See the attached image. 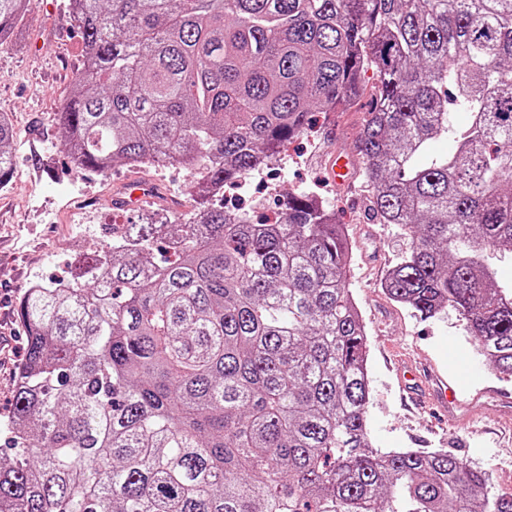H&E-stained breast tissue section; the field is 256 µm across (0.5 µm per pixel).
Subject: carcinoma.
Instances as JSON below:
<instances>
[{"label": "carcinoma", "instance_id": "cac0c4a2", "mask_svg": "<svg viewBox=\"0 0 512 512\" xmlns=\"http://www.w3.org/2000/svg\"><path fill=\"white\" fill-rule=\"evenodd\" d=\"M29 0H0V41ZM81 75L55 124L76 168L177 165L201 199L376 94L354 150L381 224L412 239L382 284L449 309L512 373V0H67ZM469 116L460 127L454 114ZM438 141L429 163L417 159ZM14 133L0 113V184ZM118 229L27 288L0 512H512L446 451L367 428L366 331L344 226L310 192L279 224L218 202Z\"/></svg>", "mask_w": 512, "mask_h": 512}]
</instances>
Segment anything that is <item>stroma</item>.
<instances>
[{
	"label": "stroma",
	"mask_w": 512,
	"mask_h": 512,
	"mask_svg": "<svg viewBox=\"0 0 512 512\" xmlns=\"http://www.w3.org/2000/svg\"><path fill=\"white\" fill-rule=\"evenodd\" d=\"M83 48L66 0H32L13 50L0 53V112L10 116L16 133L12 175L0 190V413L11 401L25 345L16 314L25 288L69 278L77 254L110 243L113 227L166 224L199 208L193 179L179 168L74 170L54 115L79 75ZM374 94L369 73L358 102L318 115L316 141L301 137L288 144L283 165L254 172L244 198L268 215L290 192L319 189L351 241L349 281L366 326L372 389L366 418L376 447L448 451L470 467L496 473L491 489L497 492L512 481V402L477 392L488 385L512 390V376L485 365L454 313L423 320L386 297L381 279L408 251L409 236L377 222L364 182L350 193L329 184L320 168L329 153L353 155ZM133 180L152 182L157 198L134 210L112 208L113 193ZM399 360L430 367L459 391L463 404L449 410L445 425L433 427L430 416L410 410L395 371Z\"/></svg>",
	"instance_id": "1"
}]
</instances>
